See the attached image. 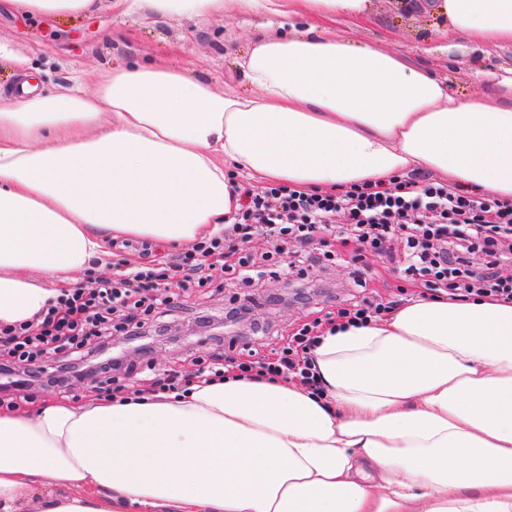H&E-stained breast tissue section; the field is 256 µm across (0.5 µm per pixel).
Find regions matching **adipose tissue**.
<instances>
[{
	"label": "adipose tissue",
	"mask_w": 512,
	"mask_h": 512,
	"mask_svg": "<svg viewBox=\"0 0 512 512\" xmlns=\"http://www.w3.org/2000/svg\"><path fill=\"white\" fill-rule=\"evenodd\" d=\"M368 2L239 0L273 16ZM434 10L476 49L512 43V0ZM236 65L251 92L135 61L0 102V325L110 262L114 238L218 233L239 207L232 168L319 190L429 171L512 201V76L457 97L313 27L273 29ZM314 354L320 397L231 378L0 410V512H512V303L420 298Z\"/></svg>",
	"instance_id": "ef3b65f1"
}]
</instances>
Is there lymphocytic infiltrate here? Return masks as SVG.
Segmentation results:
<instances>
[{
    "label": "lymphocytic infiltrate",
    "mask_w": 512,
    "mask_h": 512,
    "mask_svg": "<svg viewBox=\"0 0 512 512\" xmlns=\"http://www.w3.org/2000/svg\"><path fill=\"white\" fill-rule=\"evenodd\" d=\"M240 206L233 222L190 250L161 258L157 264L115 263L112 276L88 286L62 289L33 321L0 329V373L12 377V366L24 364L29 380L40 378V362L49 353L63 354L56 384L67 381L68 361L93 356L113 330L140 335L150 316L170 310V281L188 288L212 285V270L252 286L281 267L284 246H292L299 264L335 262L338 254L325 249L326 240L351 247L348 262L353 281L365 286L360 264L367 251L398 240L393 262L404 269L406 281L423 284L436 297L466 302L475 299L512 301V278L500 277L512 266V203L475 197L447 184L416 174L353 185L338 193L300 190L272 183L256 190L238 184ZM344 214L345 223L335 221ZM262 228L267 247L254 254L255 228ZM401 298L387 301L362 298L340 305L328 322L300 325L270 355L229 357L216 352L210 362L185 380L166 374L154 379L151 390L169 393L189 382L212 383L227 377L253 381L298 382L313 395L323 389L314 359L324 325H364L394 313Z\"/></svg>",
    "instance_id": "lymphocytic-infiltrate-1"
}]
</instances>
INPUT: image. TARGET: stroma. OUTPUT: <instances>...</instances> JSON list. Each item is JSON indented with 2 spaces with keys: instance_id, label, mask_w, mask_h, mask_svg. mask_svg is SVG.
Segmentation results:
<instances>
[{
  "instance_id": "obj_1",
  "label": "stroma",
  "mask_w": 512,
  "mask_h": 512,
  "mask_svg": "<svg viewBox=\"0 0 512 512\" xmlns=\"http://www.w3.org/2000/svg\"><path fill=\"white\" fill-rule=\"evenodd\" d=\"M266 21L265 15L241 8L237 0H227L220 10L191 16L145 10L124 15L113 0H98L93 13L66 17L30 14L0 0V43L29 58L33 82L44 92L68 88L72 70L109 71L141 59L189 69L216 89L242 93L249 86L235 59L250 48ZM294 22L300 29L314 24L401 53L463 94L485 91L486 73L512 70V44L476 52L461 37L457 49L440 52L436 17L422 10L405 12L399 0H370L367 15L355 20L304 15ZM396 248L391 242L384 251L363 254L361 263L371 274L367 295L385 298L402 284L398 270L388 261L389 252ZM168 290L176 298L175 307L145 337V351H129L125 337L118 334L108 344L109 356L123 357L129 364L126 383L131 389L147 388L155 373L191 377L200 361L210 359L217 342L232 356L245 349L267 354L282 333L335 311L338 303L355 294L356 287L349 264L340 260L308 270L306 279L296 284L269 278L253 287H240L217 271L208 291L186 292L176 282ZM237 300L253 311L252 324L240 333L225 329L222 323L226 306ZM103 395L98 381L72 379L64 387L47 382L0 388V403L33 410L50 400L85 402Z\"/></svg>"
}]
</instances>
